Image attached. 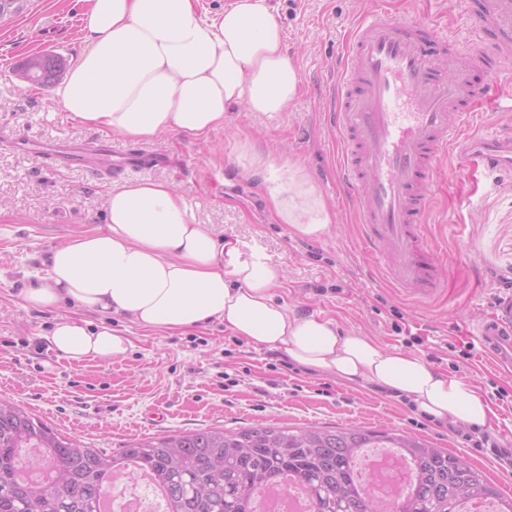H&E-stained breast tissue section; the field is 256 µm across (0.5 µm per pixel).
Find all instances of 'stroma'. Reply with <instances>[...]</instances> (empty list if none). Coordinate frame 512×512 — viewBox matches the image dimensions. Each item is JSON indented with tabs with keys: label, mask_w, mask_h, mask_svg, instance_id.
I'll use <instances>...</instances> for the list:
<instances>
[{
	"label": "stroma",
	"mask_w": 512,
	"mask_h": 512,
	"mask_svg": "<svg viewBox=\"0 0 512 512\" xmlns=\"http://www.w3.org/2000/svg\"><path fill=\"white\" fill-rule=\"evenodd\" d=\"M304 92L293 111L271 119L233 113L202 138L163 134L134 144L68 120L50 89L23 81L19 67L35 51L74 62L84 43V0H30L0 22V397L86 446L118 451L134 439L209 428L350 427L424 438L462 456L512 497V465L474 447L473 426L424 416L407 396L299 366L282 352L248 344L213 323L185 331L146 329L126 318L63 305L58 313L24 307L19 292L46 276L51 249L104 221L113 183H172L197 223L262 249L284 271L273 288L301 314L334 319L341 330L412 353L437 371L475 387L493 415L486 425L512 448V375L486 369L476 325L500 298L512 296V181L489 172L461 173L441 160L427 217L440 242L444 283L428 302L386 282L361 245V228L336 176L339 136L330 122L336 60L351 25L376 9L395 18L438 21L451 43L473 34L451 0H273ZM34 146L107 148L86 167L56 169L9 141ZM140 165L113 163V152ZM163 154L156 166L152 155ZM305 167L336 215L318 239L296 236L272 210L288 197V165ZM108 324L131 340L112 362H71L45 340L57 316ZM162 414L159 422L151 414Z\"/></svg>",
	"instance_id": "obj_1"
}]
</instances>
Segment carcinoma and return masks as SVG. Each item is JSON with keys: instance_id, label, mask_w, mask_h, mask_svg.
<instances>
[{"instance_id": "cac0c4a2", "label": "carcinoma", "mask_w": 512, "mask_h": 512, "mask_svg": "<svg viewBox=\"0 0 512 512\" xmlns=\"http://www.w3.org/2000/svg\"><path fill=\"white\" fill-rule=\"evenodd\" d=\"M62 57L43 53L29 82L53 83ZM397 448L416 471L414 492L390 503L359 492L353 466L365 448ZM49 475L31 484L20 475V452ZM154 475L169 492L170 512H251L252 490L290 474L304 483L314 512H453L463 499L498 496L462 457L408 434L360 427L307 426L194 430L130 441L116 454L88 448L0 399V512H96L112 475L123 467Z\"/></svg>"}]
</instances>
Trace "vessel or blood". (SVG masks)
Returning <instances> with one entry per match:
<instances>
[{"label": "vessel or blood", "mask_w": 512, "mask_h": 512, "mask_svg": "<svg viewBox=\"0 0 512 512\" xmlns=\"http://www.w3.org/2000/svg\"><path fill=\"white\" fill-rule=\"evenodd\" d=\"M478 34L468 62L448 63V37L434 25L375 10L352 27L341 59L331 118L339 134L338 174L353 196L368 251L386 279L419 300L441 286L425 218L438 164L512 177V132L457 133L451 113L468 115L497 93L512 62V0H455ZM486 67L477 83L476 65ZM481 351L512 373V300L477 325Z\"/></svg>", "instance_id": "b4317fda"}]
</instances>
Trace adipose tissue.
I'll return each mask as SVG.
<instances>
[{
    "mask_svg": "<svg viewBox=\"0 0 512 512\" xmlns=\"http://www.w3.org/2000/svg\"><path fill=\"white\" fill-rule=\"evenodd\" d=\"M199 0H86V46L52 95L67 116L134 144L164 133L202 137L237 107L274 118L302 91L299 68L271 0H229L215 14ZM281 223L315 239L333 218L315 182L288 167ZM281 266L260 249L196 223L162 181H127L108 192L103 226L54 247L45 277L29 282L26 308L72 303L145 328L179 331L212 322L297 365L407 395L438 420L483 426L490 405L473 387L421 358L349 334L332 319L300 315L272 290ZM46 340L71 362H111L130 339L109 325L59 317Z\"/></svg>",
    "mask_w": 512,
    "mask_h": 512,
    "instance_id": "1",
    "label": "adipose tissue"
}]
</instances>
